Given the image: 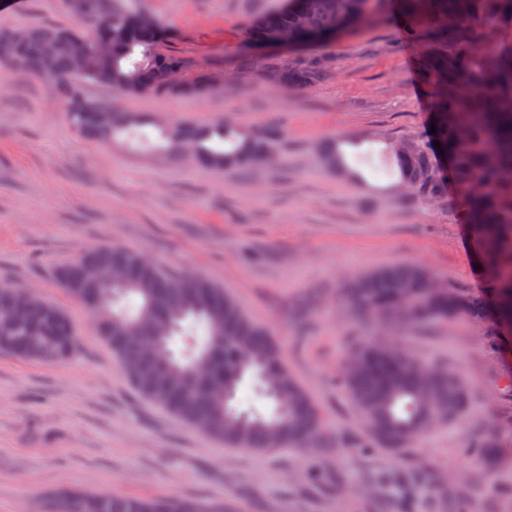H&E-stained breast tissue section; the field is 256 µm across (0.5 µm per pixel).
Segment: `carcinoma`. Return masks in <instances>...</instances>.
Listing matches in <instances>:
<instances>
[{
  "mask_svg": "<svg viewBox=\"0 0 512 512\" xmlns=\"http://www.w3.org/2000/svg\"><path fill=\"white\" fill-rule=\"evenodd\" d=\"M84 32L50 24L0 29V67L19 69L48 82L64 105L69 123L103 144L148 124L140 113L105 118L109 101L87 96V84L106 86L121 96L175 94L199 98L212 85L203 75L169 84L184 63L164 52L168 29L154 19L142 27L133 0H83ZM370 0H286L278 11L251 18L248 37L255 46L279 37L292 45L330 42L360 26ZM406 24L425 45L421 70L435 89L431 141L441 148L414 145L390 150V166L402 184L431 198L452 181L468 194V219L479 244L478 261L491 273L480 294L448 288L424 266L403 263L370 270L345 283L341 300L354 316H378L392 330L411 323L488 319L512 332V0H399ZM494 40L475 48L481 28ZM112 43V54L97 42ZM80 56L83 70L72 63ZM277 82L297 88L320 82L326 61H285L274 68ZM156 146L170 156L194 149L207 167L251 172L267 166L278 130L245 132L222 121H177L160 130ZM323 165L350 174L340 144L320 149ZM57 283L93 319L131 385L188 425L233 448L264 451L275 445L323 449V419L317 404L285 365L269 331L253 322L224 289L189 273L170 274L125 248L100 247L57 267ZM139 306L130 312L129 297ZM23 288L0 281V352L30 361L59 362L77 347L73 322L59 307L25 303ZM314 297L296 306L300 332L309 324ZM205 331L202 344L177 356L171 348L183 323ZM341 386L364 421L373 448L400 458L428 431L431 422L450 423L469 409L466 384L456 372L429 367L389 342L365 338L351 349ZM258 382L272 401L268 416L234 405L239 385ZM474 462L492 466L497 441L484 438L469 448ZM40 512H223L216 505L179 498L146 499L82 491L43 497ZM436 512H473L470 501L441 496Z\"/></svg>",
  "mask_w": 512,
  "mask_h": 512,
  "instance_id": "obj_1",
  "label": "carcinoma"
}]
</instances>
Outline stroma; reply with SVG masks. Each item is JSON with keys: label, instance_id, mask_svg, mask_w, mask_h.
Masks as SVG:
<instances>
[{"label": "stroma", "instance_id": "35a3bbf8", "mask_svg": "<svg viewBox=\"0 0 512 512\" xmlns=\"http://www.w3.org/2000/svg\"><path fill=\"white\" fill-rule=\"evenodd\" d=\"M135 4L166 25L165 51L213 90L196 99L125 97L124 110L169 122L229 114L245 131L276 126V161L224 173L105 145L68 123L39 78L0 76V281L61 307L78 336L61 362L0 353V512H37L41 496L61 488L230 502L237 512H367L393 465L362 449V419L336 384L355 341L376 330L374 319L357 320L339 302L342 283L399 262L423 265L452 288L479 292L489 281L476 267L464 192L452 184L428 198L383 166L388 146L430 138L435 93L421 73L424 45L405 33L395 0H374L362 26L316 47L330 61L327 76L287 88L273 84V68L307 50H245L250 18L283 0ZM43 23L83 25L64 0H13L0 10V28ZM329 139L344 143L360 179L322 166L319 147ZM113 246L210 280L272 332L323 413L327 484L310 481L299 449L226 447L134 391L91 316L54 279L57 266ZM315 291L313 332L302 338L293 307ZM394 342L456 370L472 397L463 418L411 448V464L429 477L396 493L395 512H434L442 491L474 493L485 512H512V335L459 320L403 326ZM483 438L498 442L495 468L463 454Z\"/></svg>", "mask_w": 512, "mask_h": 512}]
</instances>
